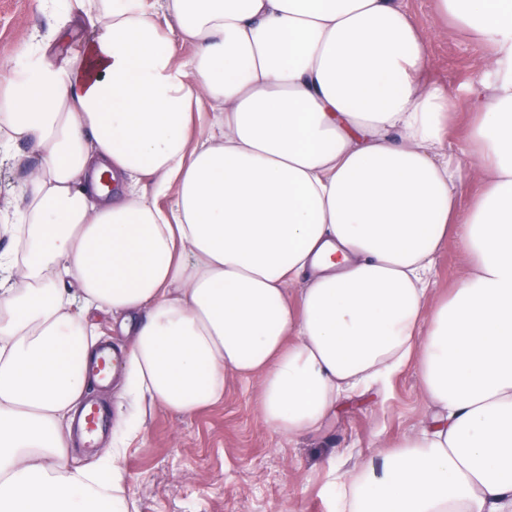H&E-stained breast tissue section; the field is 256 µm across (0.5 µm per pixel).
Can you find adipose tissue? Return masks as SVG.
<instances>
[{
	"mask_svg": "<svg viewBox=\"0 0 512 512\" xmlns=\"http://www.w3.org/2000/svg\"><path fill=\"white\" fill-rule=\"evenodd\" d=\"M433 2L487 50L463 126L407 0H40L55 24L0 53V163L24 172L0 206V512H130L148 414L229 377L291 439L410 366L429 416L358 470L331 456L325 512H512V0ZM73 20L93 38L52 56ZM93 311L130 344L78 467ZM462 270V258L453 241L446 245L435 257L433 266L434 288L444 293L455 288Z\"/></svg>",
	"mask_w": 512,
	"mask_h": 512,
	"instance_id": "1",
	"label": "adipose tissue"
}]
</instances>
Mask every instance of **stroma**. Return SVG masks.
<instances>
[{"instance_id":"1","label":"stroma","mask_w":512,"mask_h":512,"mask_svg":"<svg viewBox=\"0 0 512 512\" xmlns=\"http://www.w3.org/2000/svg\"><path fill=\"white\" fill-rule=\"evenodd\" d=\"M431 43L427 78L465 99L485 77V50L444 25L432 0H408ZM51 17L37 0H0V52L45 31ZM258 380L230 378L223 403L191 418L154 411L146 437L128 448L132 512H325L319 494L325 458L346 452L347 467L416 431L429 413L414 368L394 380L386 398L349 401L324 428L288 440L274 434L257 407Z\"/></svg>"}]
</instances>
